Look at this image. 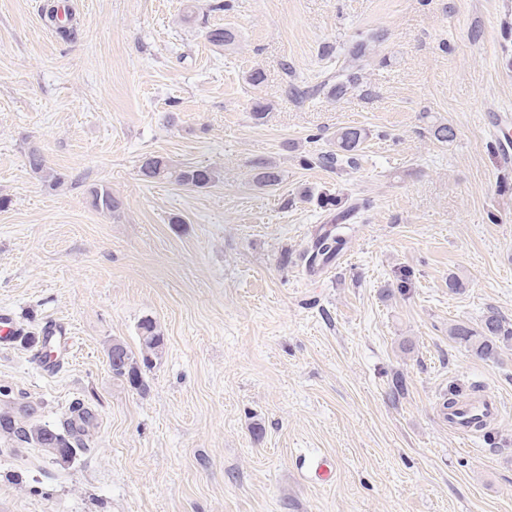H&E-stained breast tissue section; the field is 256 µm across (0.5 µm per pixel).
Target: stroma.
<instances>
[{"label": "stroma", "instance_id": "stroma-1", "mask_svg": "<svg viewBox=\"0 0 512 512\" xmlns=\"http://www.w3.org/2000/svg\"><path fill=\"white\" fill-rule=\"evenodd\" d=\"M211 2L0 0V312L22 330L0 387L51 428L92 416L67 464L0 438V512H512V343L486 360L448 334L490 307L512 323V159L489 134L512 113V0ZM218 27L235 43L211 45ZM367 39L360 86L331 97ZM344 126L371 135L339 173L314 158ZM148 155L220 178L147 181ZM101 185L120 215L93 206ZM322 193L371 206L312 273ZM146 318L164 347L137 390L106 350H138ZM52 323L74 342L48 375ZM476 387L502 415L464 441L438 407Z\"/></svg>", "mask_w": 512, "mask_h": 512}]
</instances>
